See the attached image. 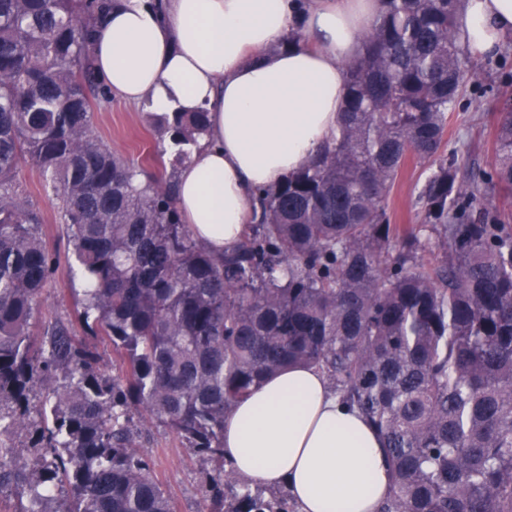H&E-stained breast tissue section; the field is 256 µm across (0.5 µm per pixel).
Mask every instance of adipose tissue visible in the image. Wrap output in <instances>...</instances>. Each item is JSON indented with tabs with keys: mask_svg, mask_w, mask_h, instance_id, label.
<instances>
[{
	"mask_svg": "<svg viewBox=\"0 0 512 512\" xmlns=\"http://www.w3.org/2000/svg\"><path fill=\"white\" fill-rule=\"evenodd\" d=\"M462 3V44L497 55L512 0ZM381 10L382 0H118L97 25L94 65L112 93L159 115L206 112L175 172L176 205L214 253L242 239L253 190L303 170L335 135L344 63ZM224 456L242 479L287 485L299 512H377L391 491L378 432L307 365L232 407Z\"/></svg>",
	"mask_w": 512,
	"mask_h": 512,
	"instance_id": "1",
	"label": "adipose tissue"
}]
</instances>
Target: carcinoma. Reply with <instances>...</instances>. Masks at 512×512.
Here are the masks:
<instances>
[{"label":"carcinoma","instance_id":"cac0c4a2","mask_svg":"<svg viewBox=\"0 0 512 512\" xmlns=\"http://www.w3.org/2000/svg\"><path fill=\"white\" fill-rule=\"evenodd\" d=\"M459 0H383L344 63L333 143L254 193L242 241L196 240L164 184L112 152L93 114L107 96L92 35L114 0H0V492L24 512H174L132 412L213 463L207 512H296L224 459V417L292 364L326 371L380 433L392 491L377 512H512V106L485 167L448 156L450 110L470 84ZM178 150L207 113L158 117ZM428 175L418 224L387 199L406 162ZM60 200L84 288V333L112 344L116 373L56 322L31 321L58 266L21 161ZM67 485L70 504L49 490Z\"/></svg>","mask_w":512,"mask_h":512}]
</instances>
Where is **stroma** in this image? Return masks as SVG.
Listing matches in <instances>:
<instances>
[{
  "instance_id": "stroma-1",
  "label": "stroma",
  "mask_w": 512,
  "mask_h": 512,
  "mask_svg": "<svg viewBox=\"0 0 512 512\" xmlns=\"http://www.w3.org/2000/svg\"><path fill=\"white\" fill-rule=\"evenodd\" d=\"M474 64L477 78L468 86L456 107L458 121L448 129V150L470 165H485L494 140L496 115L506 98L512 97V86L505 85L512 74V51L497 57H478ZM95 131L112 151L163 182L173 180V153L169 140L157 127L154 116L145 108L127 104L117 96L101 102L96 113ZM424 164L410 161L398 186L389 199L393 221L412 224L416 214L411 207L412 192L425 178ZM20 190L31 205L43 215L42 232L50 248L65 251L66 240L61 232L58 198L39 172L24 167ZM82 284L76 281L67 266H60L56 278L37 307L34 331L50 323L76 324L77 296ZM143 449L151 456L157 480L170 495L175 512H205V486L209 464L183 448L163 425L145 422Z\"/></svg>"
}]
</instances>
